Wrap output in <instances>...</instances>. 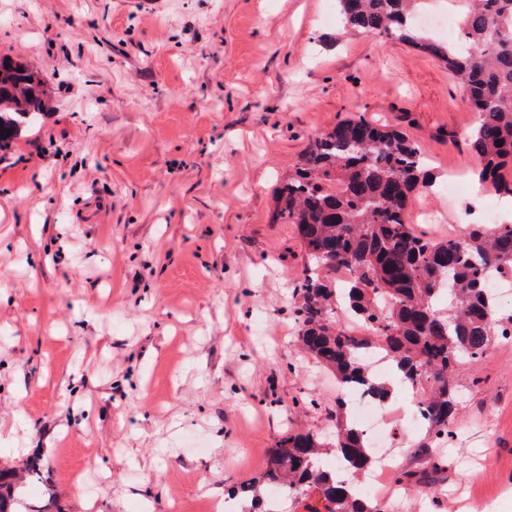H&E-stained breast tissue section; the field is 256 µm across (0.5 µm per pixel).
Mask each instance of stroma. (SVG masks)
I'll list each match as a JSON object with an SVG mask.
<instances>
[{
	"label": "stroma",
	"instance_id": "obj_1",
	"mask_svg": "<svg viewBox=\"0 0 512 512\" xmlns=\"http://www.w3.org/2000/svg\"><path fill=\"white\" fill-rule=\"evenodd\" d=\"M0 0V56L44 83L46 112L0 149V468L61 512H208L282 436L328 431L336 380L301 352L307 266L275 217L314 134L356 115L402 128L437 184L470 178L460 80L382 35L341 38L336 0ZM408 221L462 227L445 193ZM456 436L418 452L393 396L401 467L439 461L437 498L512 512V344L458 366ZM317 399V408L307 405Z\"/></svg>",
	"mask_w": 512,
	"mask_h": 512
}]
</instances>
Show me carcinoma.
<instances>
[{
	"mask_svg": "<svg viewBox=\"0 0 512 512\" xmlns=\"http://www.w3.org/2000/svg\"><path fill=\"white\" fill-rule=\"evenodd\" d=\"M344 33L383 34L437 58L467 87L476 114L468 144L477 174L512 196V0H469L463 42L444 44L415 23L418 0H336ZM42 81L0 58V142L40 116ZM436 177L421 145L405 132L363 116L310 139L276 190V215L293 224L308 267L293 288L300 348L342 387L365 386L387 404L393 386L372 375L365 354L378 351L410 384L426 411L429 451L454 437L457 367L478 363L512 326L487 283L512 272V224H467L456 240L435 239L405 221L415 193ZM341 268L350 270L342 283ZM330 434L293 432L269 450L265 468L231 491L241 512H266V490L309 512H381L377 502L320 465L327 453L357 476L373 468L370 446L336 396ZM0 512H46L25 501L11 471H0Z\"/></svg>",
	"mask_w": 512,
	"mask_h": 512,
	"instance_id": "1",
	"label": "carcinoma"
}]
</instances>
